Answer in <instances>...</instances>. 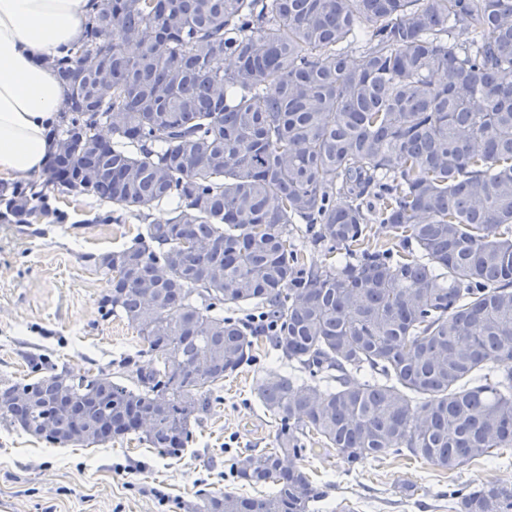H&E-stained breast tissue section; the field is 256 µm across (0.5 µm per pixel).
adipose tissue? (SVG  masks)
Here are the masks:
<instances>
[{"mask_svg": "<svg viewBox=\"0 0 512 512\" xmlns=\"http://www.w3.org/2000/svg\"><path fill=\"white\" fill-rule=\"evenodd\" d=\"M96 0H0V177L26 179L50 162L47 137L64 89L44 56L74 47Z\"/></svg>", "mask_w": 512, "mask_h": 512, "instance_id": "obj_1", "label": "adipose tissue"}]
</instances>
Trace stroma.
<instances>
[{"instance_id": "obj_1", "label": "stroma", "mask_w": 512, "mask_h": 512, "mask_svg": "<svg viewBox=\"0 0 512 512\" xmlns=\"http://www.w3.org/2000/svg\"><path fill=\"white\" fill-rule=\"evenodd\" d=\"M48 177L24 181L43 196L47 214L27 224L0 221V384L28 378L41 358L136 388L137 370L149 368L151 357L124 319L101 311L106 279L84 256L131 245L145 223L129 213L95 223L103 205L61 193ZM280 366L265 347L225 378L222 402L194 426L195 441L178 458L134 440L60 447L0 424V512H195L196 490H223L234 458L274 447L277 424L254 395ZM304 466L325 486L328 507L352 512H448L449 482L512 485V463L497 460L452 472L393 456L350 466L318 446Z\"/></svg>"}]
</instances>
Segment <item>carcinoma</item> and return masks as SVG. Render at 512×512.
Wrapping results in <instances>:
<instances>
[{
	"label": "carcinoma",
	"instance_id": "cac0c4a2",
	"mask_svg": "<svg viewBox=\"0 0 512 512\" xmlns=\"http://www.w3.org/2000/svg\"><path fill=\"white\" fill-rule=\"evenodd\" d=\"M50 64L65 88L52 136L87 142L53 159L52 183L108 204L103 224L176 205L131 246L85 256L107 277L101 308L154 357L137 389L74 375L55 411L67 371L38 360L33 380L0 388L1 423L176 457L266 344L290 367L256 394L276 447L232 476L272 491L201 489L199 512H313L327 492L296 464L312 439L350 466L512 457V370H493L512 366V0H100ZM43 207L12 191L18 223ZM374 224L390 246L371 243ZM448 499L512 512L497 482Z\"/></svg>",
	"mask_w": 512,
	"mask_h": 512
}]
</instances>
